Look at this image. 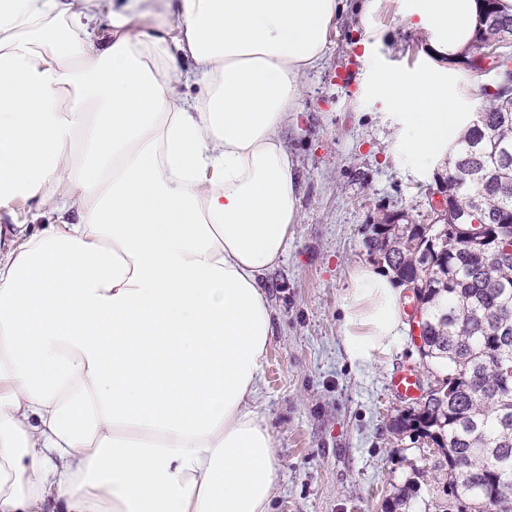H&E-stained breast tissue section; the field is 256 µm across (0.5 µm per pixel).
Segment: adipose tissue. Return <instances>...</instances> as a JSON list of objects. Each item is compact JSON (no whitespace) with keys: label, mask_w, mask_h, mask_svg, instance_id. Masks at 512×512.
Listing matches in <instances>:
<instances>
[{"label":"adipose tissue","mask_w":512,"mask_h":512,"mask_svg":"<svg viewBox=\"0 0 512 512\" xmlns=\"http://www.w3.org/2000/svg\"><path fill=\"white\" fill-rule=\"evenodd\" d=\"M481 0H418L454 58ZM0 0V512H271L255 403L265 277L299 217L282 142L338 0ZM397 148L444 161L473 115L384 77ZM351 364L405 323L353 267Z\"/></svg>","instance_id":"ef3b65f1"}]
</instances>
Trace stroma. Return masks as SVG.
<instances>
[{
	"label": "stroma",
	"instance_id": "stroma-1",
	"mask_svg": "<svg viewBox=\"0 0 512 512\" xmlns=\"http://www.w3.org/2000/svg\"><path fill=\"white\" fill-rule=\"evenodd\" d=\"M401 4L343 0L323 60L303 78L299 121L283 132L297 161L299 221L266 281L274 331L257 406L276 448L272 512H387L410 464L433 461L423 440L394 431L409 404L387 395L402 368L424 380L440 374L415 333L405 330L392 355L367 368L352 365L340 343L349 272L378 264L365 244L369 225L396 211L420 220L437 189L436 170L395 149L397 117L374 87L384 75L439 70L461 111L472 112L494 76L433 55L430 33ZM353 52L362 66L344 85L337 75Z\"/></svg>",
	"mask_w": 512,
	"mask_h": 512
}]
</instances>
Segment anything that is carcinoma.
Returning <instances> with one entry per match:
<instances>
[{
	"instance_id": "1",
	"label": "carcinoma",
	"mask_w": 512,
	"mask_h": 512,
	"mask_svg": "<svg viewBox=\"0 0 512 512\" xmlns=\"http://www.w3.org/2000/svg\"><path fill=\"white\" fill-rule=\"evenodd\" d=\"M482 124L468 128L448 161V192L493 231L512 220V95L485 93ZM371 225L366 246L387 253L400 283L417 280L425 298L421 356L450 368L436 389L396 420L395 430L428 438L439 458L415 466L396 489L395 512H412L427 474L446 499L438 512H512V230L507 249L474 239L451 242L442 219L408 228L416 249L388 247Z\"/></svg>"
}]
</instances>
